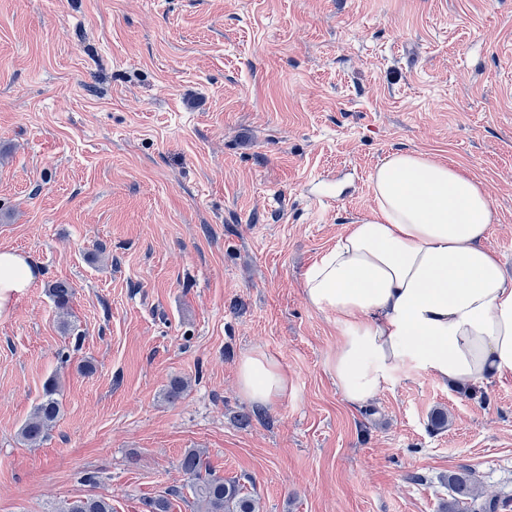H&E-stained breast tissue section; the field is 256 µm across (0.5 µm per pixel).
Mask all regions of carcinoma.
<instances>
[{"label":"carcinoma","instance_id":"cac0c4a2","mask_svg":"<svg viewBox=\"0 0 512 512\" xmlns=\"http://www.w3.org/2000/svg\"><path fill=\"white\" fill-rule=\"evenodd\" d=\"M49 294L56 306L66 309L72 297V287L66 281H57L49 288ZM56 382L48 380L41 400L30 417L22 425L19 435L30 446L42 443L60 416V404L56 399ZM181 469L190 479L189 488L195 499L198 512H258V503L236 480H226L217 475L204 461L198 450L186 452L181 460ZM452 496L444 512H461V504L468 501L467 512H497L499 500H480V495L466 473L448 477ZM57 512H112V505L103 497H87L78 500H64Z\"/></svg>","mask_w":512,"mask_h":512}]
</instances>
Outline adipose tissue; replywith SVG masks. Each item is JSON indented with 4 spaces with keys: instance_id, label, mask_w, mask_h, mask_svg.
Wrapping results in <instances>:
<instances>
[{
    "instance_id": "1",
    "label": "adipose tissue",
    "mask_w": 512,
    "mask_h": 512,
    "mask_svg": "<svg viewBox=\"0 0 512 512\" xmlns=\"http://www.w3.org/2000/svg\"><path fill=\"white\" fill-rule=\"evenodd\" d=\"M376 207L304 274V293L339 336L329 369L351 404L372 399L408 365L435 380L477 385L512 373V275L487 244L497 212L455 164L394 152L370 175ZM34 273L0 250V316ZM237 385L268 407L288 375L262 349L242 356Z\"/></svg>"
}]
</instances>
